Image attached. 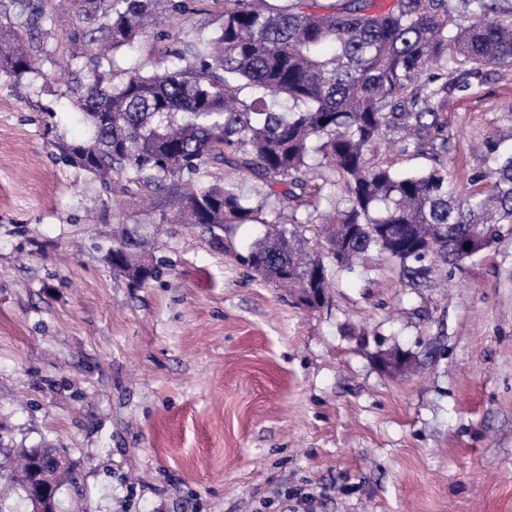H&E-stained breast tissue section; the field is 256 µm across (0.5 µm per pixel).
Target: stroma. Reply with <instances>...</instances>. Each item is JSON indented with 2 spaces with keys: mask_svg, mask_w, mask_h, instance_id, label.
I'll return each mask as SVG.
<instances>
[{
  "mask_svg": "<svg viewBox=\"0 0 512 512\" xmlns=\"http://www.w3.org/2000/svg\"><path fill=\"white\" fill-rule=\"evenodd\" d=\"M52 59L87 64L75 0H46ZM445 164L460 193L512 151V67L461 76ZM77 111L0 76V475L48 446L69 473L56 512H512V226L436 265L437 288L372 256L332 270L328 301L292 304L238 260L67 163ZM137 228L158 269L112 267ZM417 373L379 368L392 348ZM141 244L135 239L128 230L122 229L121 233L115 238L112 244V266L123 272L131 280L144 283L148 279L155 278L158 270L155 266H149L141 263L134 250L140 249ZM114 255L120 257V263L113 260Z\"/></svg>",
  "mask_w": 512,
  "mask_h": 512,
  "instance_id": "stroma-1",
  "label": "stroma"
}]
</instances>
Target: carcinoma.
Masks as SVG:
<instances>
[{"instance_id":"1","label":"carcinoma","mask_w":512,"mask_h":512,"mask_svg":"<svg viewBox=\"0 0 512 512\" xmlns=\"http://www.w3.org/2000/svg\"><path fill=\"white\" fill-rule=\"evenodd\" d=\"M90 10L92 66L71 71L70 98L89 135L63 157L125 196H165L167 224H204L211 239L236 224L265 228L238 260L281 288H331L329 263L351 267L376 252L413 284L434 262L457 264L490 248L512 224V154L491 151L484 183L462 196L448 181L443 110L450 69L477 76L512 66V0H224V21L196 29L187 0H77ZM180 17L184 48L150 70L111 82L125 46L152 33L159 5ZM0 25V73L45 84L44 0H15ZM382 141L430 160L398 172L376 163ZM224 182L196 185L205 160ZM323 248L306 237L309 228ZM484 233L465 249L471 230ZM124 229L112 266L144 283L158 270L136 258Z\"/></svg>"}]
</instances>
